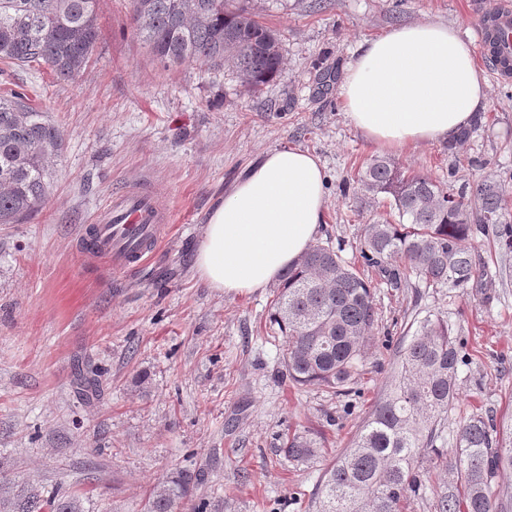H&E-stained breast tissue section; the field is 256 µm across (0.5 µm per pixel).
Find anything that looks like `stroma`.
<instances>
[{
    "label": "stroma",
    "mask_w": 512,
    "mask_h": 512,
    "mask_svg": "<svg viewBox=\"0 0 512 512\" xmlns=\"http://www.w3.org/2000/svg\"><path fill=\"white\" fill-rule=\"evenodd\" d=\"M250 0L279 31L285 63L261 94L230 73L163 67L133 33L118 0H99V44L74 78L46 65L0 70V90H36V106L63 132L48 197L30 218L0 224V474L8 486L78 494L85 512H143L149 493L181 473L201 474L192 501L206 512H317L327 468L389 391L397 353L424 317L460 340L459 399L437 445L452 449L476 413L512 423V254L473 232L482 275L462 288L400 287L363 268L364 228L388 217L385 198L343 195L378 146L341 110L338 86L365 40L387 27L435 21L474 41L469 0ZM481 70L489 65L477 57ZM456 151L423 143L399 153L411 171L454 186L492 175L512 206V84L487 78V98ZM314 152L328 176L319 242L376 286V344L350 396L292 382L283 340L269 323L273 286L227 294L193 271L209 212L263 153ZM143 183L167 209L145 262L116 274L80 251L114 189ZM317 442L306 461L287 437Z\"/></svg>",
    "instance_id": "obj_1"
}]
</instances>
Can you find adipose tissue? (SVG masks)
Here are the masks:
<instances>
[{"label": "adipose tissue", "mask_w": 512, "mask_h": 512, "mask_svg": "<svg viewBox=\"0 0 512 512\" xmlns=\"http://www.w3.org/2000/svg\"><path fill=\"white\" fill-rule=\"evenodd\" d=\"M339 96L347 119L366 139L399 151L455 141L484 107L487 80L455 27L409 23L388 28L359 49ZM325 180L310 151L264 153L210 211L196 248L197 276L227 293L278 279L319 233Z\"/></svg>", "instance_id": "1"}]
</instances>
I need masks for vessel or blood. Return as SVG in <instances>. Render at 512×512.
Returning a JSON list of instances; mask_svg holds the SVG:
<instances>
[{"mask_svg":"<svg viewBox=\"0 0 512 512\" xmlns=\"http://www.w3.org/2000/svg\"><path fill=\"white\" fill-rule=\"evenodd\" d=\"M480 11L478 38L483 51L489 52L494 73L500 82L512 81V0H496L486 7L476 0ZM169 221L168 213L143 186L131 185L113 192L94 220L96 240L91 248L104 255L113 272L121 273L139 266L157 245L160 233Z\"/></svg>","mask_w":512,"mask_h":512,"instance_id":"b4317fda","label":"vessel or blood"}]
</instances>
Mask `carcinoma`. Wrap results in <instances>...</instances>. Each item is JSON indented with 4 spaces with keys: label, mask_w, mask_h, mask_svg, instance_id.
<instances>
[{
    "label": "carcinoma",
    "mask_w": 512,
    "mask_h": 512,
    "mask_svg": "<svg viewBox=\"0 0 512 512\" xmlns=\"http://www.w3.org/2000/svg\"><path fill=\"white\" fill-rule=\"evenodd\" d=\"M98 0H0V64H46L61 80L73 78L100 40ZM246 0H128L135 36L163 66L195 63L226 68L253 92L275 79L282 60L279 33L259 21ZM62 145L60 128L25 92L0 94V224L31 216L50 187L51 163ZM354 192L384 195L398 223L365 226L361 258L390 283L415 275L427 288L464 287L479 274L465 242L477 225L512 253L507 189L487 176L454 191L395 159L374 156L354 180ZM270 324L285 339L283 363L300 385L346 395L361 375L377 324L371 283L329 244L311 246L288 268L272 299ZM390 392L362 423L352 446L327 470L318 512H400L407 492L423 488L422 453L452 473L438 512H512V495L493 489L512 472V431L492 417L460 425L455 452L434 447L458 396L460 341L448 322L425 317L398 352ZM315 452L295 436L284 449L292 460ZM194 478L182 474L152 492L145 512H176L191 496ZM0 512H83L71 493L36 489L0 497Z\"/></svg>",
    "instance_id": "obj_1"
}]
</instances>
